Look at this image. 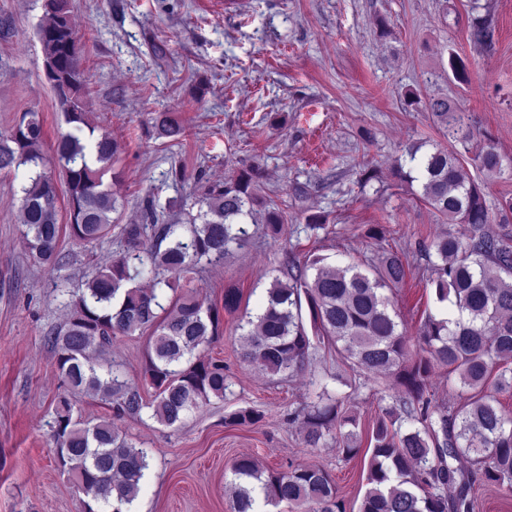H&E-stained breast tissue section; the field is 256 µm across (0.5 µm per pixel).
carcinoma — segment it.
<instances>
[{
	"mask_svg": "<svg viewBox=\"0 0 512 512\" xmlns=\"http://www.w3.org/2000/svg\"><path fill=\"white\" fill-rule=\"evenodd\" d=\"M47 23L39 25L44 74L58 98L71 131L57 139L52 160L42 151L44 131L36 112H26L9 135H0V170L27 171L20 188V223L30 253L42 264L58 262L61 238L97 241L112 230V214L121 204L105 185L116 146L95 126L82 98L76 32L68 0H43ZM471 0L470 35L490 44L494 28ZM427 108L443 127L448 145L408 147L424 179L420 200L462 231L447 232L424 247L430 270L428 285L447 309L426 317L418 336L400 328L385 290L402 285L406 265L383 252L367 264L336 267L326 257L309 254L299 274L274 279L265 301L247 316L243 362L272 376L306 370L318 345L333 350L358 372L385 375L386 394L379 398L372 430L366 490L357 512H473L475 485H495L512 493V411L497 394L512 391V198L499 207L501 232L487 228L489 207L484 188L472 181L458 154L450 149L473 136L465 110L446 98L428 99ZM160 137H180L184 127L169 112H159ZM60 168L66 184V222L58 220L57 183L47 163ZM474 162L492 177L501 173L497 145L487 139ZM261 177L250 167L222 184L208 186L198 203L203 222L184 234L178 224H127L123 248L73 294L67 324L50 337L65 391L58 397L55 455L86 497L85 512H122L138 497L150 468L146 449L138 447L116 424L151 411L157 422L173 426L200 411L228 389L224 361L201 360L196 352L219 336L221 311L239 308L240 295L224 291L218 307L189 290L163 304L165 290L203 262L213 265L246 248L261 228L277 237L283 211L254 192ZM154 230L147 234V228ZM153 285L134 283L144 272ZM310 326H305L302 306ZM150 335L142 379L127 377L120 365L99 359L121 336ZM444 368L458 378L460 403L442 408L431 377ZM154 389L152 398L143 384ZM92 393L112 409V417L92 423L75 415L77 396ZM263 418L254 409L231 414L225 423L253 425ZM303 441L311 452L327 441L352 459L359 452V419L345 399L319 384L315 400L295 412ZM233 512H252L258 502L288 504L293 512H346L336 482L317 466L261 471L250 457L231 466Z\"/></svg>",
	"mask_w": 512,
	"mask_h": 512,
	"instance_id": "obj_1",
	"label": "carcinoma"
}]
</instances>
